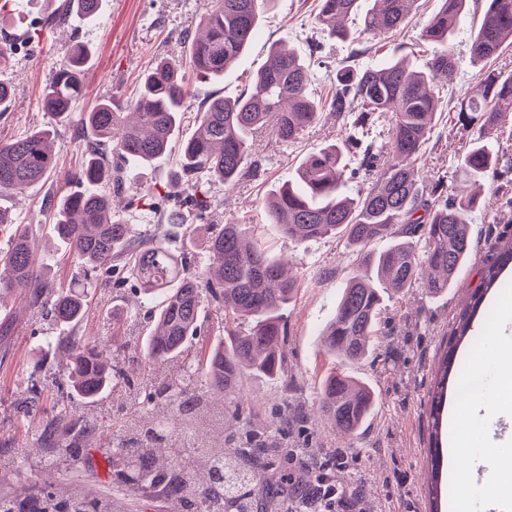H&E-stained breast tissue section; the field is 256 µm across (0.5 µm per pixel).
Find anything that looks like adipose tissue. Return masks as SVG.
Masks as SVG:
<instances>
[{"mask_svg": "<svg viewBox=\"0 0 512 512\" xmlns=\"http://www.w3.org/2000/svg\"><path fill=\"white\" fill-rule=\"evenodd\" d=\"M512 325V304L501 305L499 322L488 334L497 345L493 361L476 356L469 369L458 382V403L448 412L450 424L466 421L474 431L481 433L493 447L503 449L504 454L493 471L483 468V459L474 457L463 448L461 438H453L448 444V478L455 492H463L475 483L486 488L489 512H512V456L507 449L512 446V338L505 331ZM496 367L494 386L486 384L488 365ZM504 419L511 428L502 438H494L491 424Z\"/></svg>", "mask_w": 512, "mask_h": 512, "instance_id": "adipose-tissue-1", "label": "adipose tissue"}]
</instances>
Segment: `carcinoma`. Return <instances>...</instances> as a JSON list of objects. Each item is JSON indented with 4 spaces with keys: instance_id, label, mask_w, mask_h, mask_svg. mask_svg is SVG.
<instances>
[{
    "instance_id": "carcinoma-1",
    "label": "carcinoma",
    "mask_w": 512,
    "mask_h": 512,
    "mask_svg": "<svg viewBox=\"0 0 512 512\" xmlns=\"http://www.w3.org/2000/svg\"><path fill=\"white\" fill-rule=\"evenodd\" d=\"M270 0H214L200 23L186 61L161 58L143 75L138 98L123 112L104 99L82 123L98 142L110 146L112 157L132 166L151 164L168 156L190 95L181 71L188 63L201 81L224 78L250 46L259 14ZM421 39L441 46L421 70L402 60L339 65L329 99L320 103L308 93L310 70L294 49L270 48V58L252 79V87L234 99L212 97L195 113V133L179 146L169 196L207 220L210 203L203 178L232 185L257 172L250 161L246 134L270 128L281 142L299 139L327 108L338 115L358 109L351 135L340 144L314 148L296 171V181L271 190L264 200L278 231L298 241L338 238L361 256L358 269L346 280L335 315L322 333L324 348L343 362H357L373 350L383 307V291L405 294L417 283L430 294L453 287L458 270L471 256L468 214L479 203L478 190L497 170L500 159L483 134L506 128L512 114V74L489 63L504 46L512 45V0H487L479 27L471 37L468 61L479 68L476 94L461 107L459 119L479 123L477 136L462 155L456 173L466 187L448 193L444 180L425 185L414 169L434 130L444 87L436 85L462 64L448 43L469 4L479 0H441ZM418 0H320L316 16L331 40H345L343 21L361 13L360 33L373 37L399 30ZM78 14L96 18L102 0H68ZM89 58L82 45L72 48L58 65L43 93L42 105L57 120L67 119L81 93V74ZM392 113L386 135L376 132L380 114ZM56 166L52 132L39 129L0 144V198L21 194L47 178ZM377 173L366 191L349 192L360 171ZM122 183L111 180L97 154L90 150L70 190L57 205L53 229L69 245L86 281L54 294L50 312L64 325H77L85 316L86 289L101 276L112 284L130 285L152 304L151 329L140 366L164 371L152 383L137 411L148 421H126L115 435V454L136 462L138 472L124 477L145 491L190 500L196 512H251L247 488L264 483L267 474L288 488L298 505L319 508L322 496L314 486L296 482L294 449L289 438L297 420L288 411L269 424L258 425L252 415L234 414L230 431L225 412H215L212 396L231 397L245 376L281 380L288 372L283 347L287 335L284 315L297 291L298 279L288 261L272 259L264 243L244 224L228 221L205 239L208 264L190 270L155 235L136 234L116 216L114 197ZM389 240L383 251L366 246ZM424 251L418 252V241ZM36 242L27 225H17L8 250L0 252V299L6 292H24L34 308L43 306L47 283L37 270ZM512 264V242L498 247L494 260L482 270L483 290L456 318L430 392V471L427 494L430 512H438L442 429L440 412L448 380L462 371L457 346L469 336L485 290L501 285L503 270ZM216 318L224 337L199 358L188 353L196 336H209ZM70 357L67 382L71 392L92 401L120 380L131 382L126 345L121 332L109 344L86 342L80 336L59 341ZM322 417L345 437L353 436L374 411L375 394L364 381L333 372L317 393ZM202 471L207 481L190 474ZM0 512H112V505L80 497L60 498L49 489L25 500L1 499Z\"/></svg>"
}]
</instances>
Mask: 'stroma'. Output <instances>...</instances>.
<instances>
[{
    "mask_svg": "<svg viewBox=\"0 0 512 512\" xmlns=\"http://www.w3.org/2000/svg\"><path fill=\"white\" fill-rule=\"evenodd\" d=\"M439 7V0H423L402 31L363 38L362 47L376 61L399 55L411 69H421L437 46L421 41L420 32ZM317 8V0H276L260 18L235 70L217 82H194L187 111L195 112L206 97L234 98L246 91L276 43L290 45L304 56L313 45H320L324 63L313 66L308 92L314 99L325 98L331 88L328 68L344 61L351 45L323 36L315 20ZM57 9L65 13L63 22L51 20ZM210 9L211 0H106L101 16L88 20L67 9L64 0H7L0 9V83L11 85L13 96L0 110V143L53 129L57 168L23 196L0 201L11 218L0 226V251L8 249L13 225H30L46 254L45 282L57 287L83 279V271L65 258L52 231L53 203L68 190L67 177L78 171L84 156L87 132L82 114L109 96L129 104L141 75L156 59L187 52ZM77 42L91 51L82 75L83 92L69 120L58 123L44 110L42 93ZM478 83L476 69L466 64L449 81L448 101L439 108L433 135L416 162L423 178L441 177L455 186L458 160L476 134L475 127L459 123L456 109L475 94ZM351 132L344 116L328 111L294 142H281L267 130L259 132L253 146L259 162L256 176L231 187L214 178L207 182L209 223L221 225L230 219L251 227L272 253L288 259L302 274L300 290L287 311L288 380L246 378L241 404L269 416L291 402L304 416L293 434L299 460L313 456L326 460L324 474L331 484L344 492L359 491L361 512H427L429 392L441 344L456 316L481 288L482 267L493 257L499 240L512 238V208L502 205L503 196L512 194V169L506 166L512 160V138L491 136L503 163L486 180L483 201L469 215L473 255L459 271L455 286L438 297L428 296L419 285L406 295L390 296L372 354L344 365L326 352L320 332L334 316L341 289L358 266L356 253L336 238L300 242L280 235L263 200L293 178L314 147L343 141ZM174 168L168 159L123 173L126 194L143 200L141 206L121 213L123 223L139 232L165 233L163 219L174 205L167 194ZM147 189L153 195L146 199L142 193ZM130 295L126 287L91 289L89 313L77 328L40 316L20 296L9 295L0 302V497L21 498L50 484L60 491L78 490L91 498L112 500L116 512H192L190 501L146 496L113 468L112 433L119 425L113 411L124 401L122 390L105 393L94 402L72 398L73 407L92 421L94 431L59 441L48 452L33 451L36 431L57 412L61 395L55 384L69 366L67 355L48 346V339L77 333L92 342L106 340L112 334L113 309L124 308ZM338 369L369 382L378 397L368 423L350 438L333 432L317 409L322 378Z\"/></svg>",
    "mask_w": 512,
    "mask_h": 512,
    "instance_id": "1",
    "label": "stroma"
}]
</instances>
